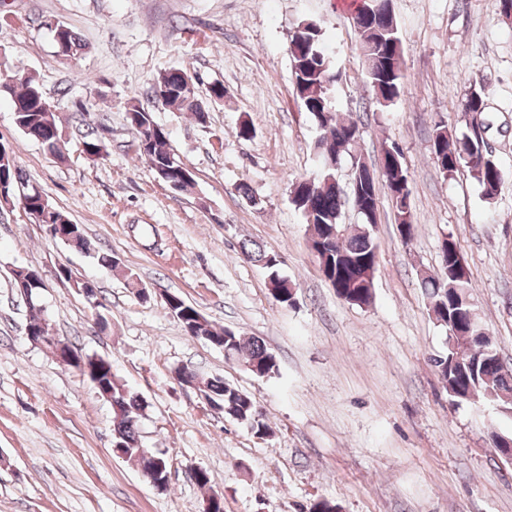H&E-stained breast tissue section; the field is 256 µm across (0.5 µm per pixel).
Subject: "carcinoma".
Wrapping results in <instances>:
<instances>
[{
  "instance_id": "obj_1",
  "label": "carcinoma",
  "mask_w": 512,
  "mask_h": 512,
  "mask_svg": "<svg viewBox=\"0 0 512 512\" xmlns=\"http://www.w3.org/2000/svg\"><path fill=\"white\" fill-rule=\"evenodd\" d=\"M353 22L359 30V46L364 50L366 73L375 98L393 103L403 89V58L398 56L396 46L401 44L397 24L390 9V0H356ZM62 45L57 47L58 55L75 57L82 54L86 44L72 29L63 31ZM296 49L290 54L294 75V94L303 110L313 120L321 135L315 148L322 157L323 168L315 177L303 178L293 184L292 204L302 213L312 230V248L325 260L330 272L336 295L355 305L368 304L373 296V267L377 265V243L373 230L377 220L361 216L362 223L351 230L342 223V193L336 182V155L350 153L359 137L358 121L352 115H338L336 112L334 86L324 81L327 74L336 73L334 59L326 53L320 43L319 28L314 27L293 39ZM190 71L172 69L160 74L150 87V97L163 104L194 113L197 121L207 123V113L196 105L186 89ZM10 96L12 105L22 104L15 115L17 128L30 139L40 138L41 144L55 153H60L58 143L59 117L48 111L42 104V88L36 76L28 74L20 79V87L0 83V94ZM460 119L464 131L443 134L445 125L437 124L432 136L431 159L434 165L447 177L454 176L466 167L471 178L480 186L484 197L495 198L504 177L499 162L480 148L476 133H486L492 123L487 116L484 90L474 87L459 101ZM127 120L136 136L140 128L152 130L144 143H139L140 159L154 174L163 173L174 182L180 192L194 188L193 173L185 174L175 168V154L167 143V133L155 125L153 113L141 104L130 105ZM355 178L359 181L360 199L372 209L378 208L374 194V177L368 173L367 164L354 160ZM386 184L408 187L407 171L399 170L390 162L383 171ZM0 182L11 188L27 186L34 188L24 179L16 161L0 164ZM29 208L46 212L48 223L60 224V234L54 240L80 251L86 249L87 239L83 228L73 223L68 215L58 209L41 189L33 193ZM458 250L455 241L447 242V252L442 254L440 269L421 278V286L429 300L436 320L447 331L464 330L468 327V312L471 306L462 302L469 295L470 279L458 271L455 258ZM241 255L261 267L271 284L270 293L280 304L291 305L293 283L281 274L278 256L266 251L252 240L240 245ZM168 314L182 325L184 331L205 338L211 345L224 351V359L241 364L254 365L257 376H270L278 371L276 356L265 343L255 336H246L233 329L214 327L198 309L180 296L169 295ZM98 375L101 389L109 396L113 413V447L126 455V460L137 467L153 468L161 477L168 475L167 461L160 455L146 461L139 457L142 447L138 431L139 419L144 410L142 400L128 391L112 372V362L99 358ZM444 385L466 392L469 388H480L512 395V369L503 367L495 358L486 359L480 351V344L464 341L457 350H448L443 359H434ZM203 391L224 412V416L247 424L251 430L264 436L270 426L256 408L252 395L220 378L199 380Z\"/></svg>"
}]
</instances>
